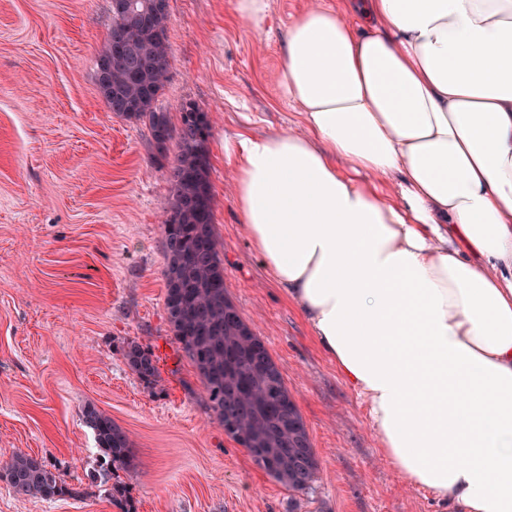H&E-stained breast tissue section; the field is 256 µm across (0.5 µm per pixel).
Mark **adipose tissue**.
I'll return each mask as SVG.
<instances>
[{
    "label": "adipose tissue",
    "mask_w": 512,
    "mask_h": 512,
    "mask_svg": "<svg viewBox=\"0 0 512 512\" xmlns=\"http://www.w3.org/2000/svg\"><path fill=\"white\" fill-rule=\"evenodd\" d=\"M282 55L305 133L224 146L252 246L400 475L512 512V0H317Z\"/></svg>",
    "instance_id": "ef3b65f1"
}]
</instances>
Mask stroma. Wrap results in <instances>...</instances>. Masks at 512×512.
<instances>
[{
	"label": "stroma",
	"instance_id": "obj_1",
	"mask_svg": "<svg viewBox=\"0 0 512 512\" xmlns=\"http://www.w3.org/2000/svg\"><path fill=\"white\" fill-rule=\"evenodd\" d=\"M311 0H271L263 29L235 0H169L172 66L159 103L210 116L215 225L226 293L265 342L310 435L320 474L294 494L212 417L164 305L168 164L148 129L111 112L95 60L110 0H0V467L43 461L75 497L23 499L0 481V512H448L388 461L367 404L271 279L235 205L225 141L304 132L280 96L281 46ZM152 351L156 382L123 349ZM127 432L133 468L104 463L85 405Z\"/></svg>",
	"mask_w": 512,
	"mask_h": 512
}]
</instances>
